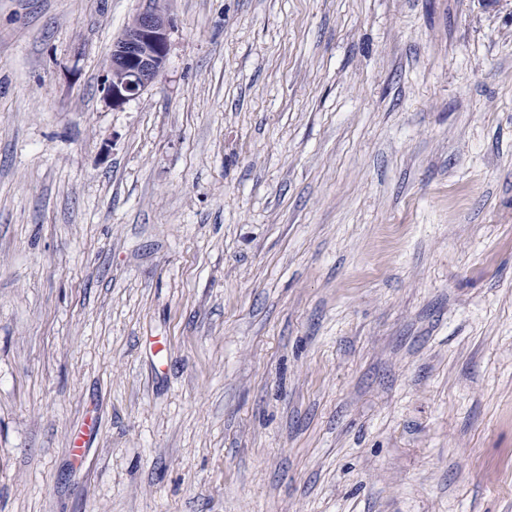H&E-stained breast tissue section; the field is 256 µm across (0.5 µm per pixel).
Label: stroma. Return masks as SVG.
<instances>
[{
  "label": "stroma",
  "instance_id": "obj_1",
  "mask_svg": "<svg viewBox=\"0 0 512 512\" xmlns=\"http://www.w3.org/2000/svg\"><path fill=\"white\" fill-rule=\"evenodd\" d=\"M0 512H512V0H0ZM169 20L157 9L146 10L127 26L112 46L105 98L120 107L139 97L164 72L168 55Z\"/></svg>",
  "mask_w": 512,
  "mask_h": 512
}]
</instances>
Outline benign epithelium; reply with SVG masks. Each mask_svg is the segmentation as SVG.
<instances>
[{
  "label": "benign epithelium",
  "instance_id": "7a95c632",
  "mask_svg": "<svg viewBox=\"0 0 512 512\" xmlns=\"http://www.w3.org/2000/svg\"><path fill=\"white\" fill-rule=\"evenodd\" d=\"M169 20L157 9L146 10L127 26L112 46L105 98L120 107L139 97L164 72L168 55Z\"/></svg>",
  "mask_w": 512,
  "mask_h": 512
}]
</instances>
